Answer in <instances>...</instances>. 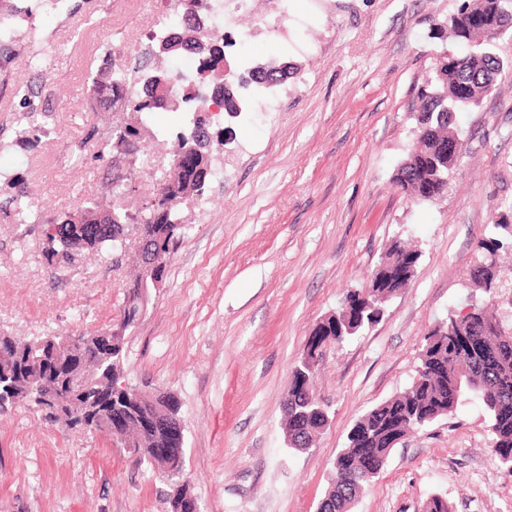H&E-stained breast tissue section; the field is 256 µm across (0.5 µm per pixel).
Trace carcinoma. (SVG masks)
<instances>
[{"instance_id":"carcinoma-1","label":"carcinoma","mask_w":512,"mask_h":512,"mask_svg":"<svg viewBox=\"0 0 512 512\" xmlns=\"http://www.w3.org/2000/svg\"><path fill=\"white\" fill-rule=\"evenodd\" d=\"M512 0H479L486 13L502 27L512 26V11L507 4ZM444 33L469 45L461 55H450L438 62L437 79L422 87L413 109L415 133L419 146L410 151L398 168L395 183L406 195L417 201L432 202L440 197L436 186L448 183L452 167L443 157L448 141L459 137L454 124L455 113L477 106L492 91L498 77L512 64L505 65L492 50L493 40L486 35V27L471 23L468 3H463L457 13L448 18ZM150 46L134 64L124 68L103 67L92 77L87 91L86 107L91 110L107 108L117 102L133 112L134 122L112 128L108 142L117 153L134 155L137 152L140 129L157 122L161 112H179L182 124L175 133L179 160L173 174L156 179L151 199L139 224L140 238L149 239L150 251L161 255L162 262L146 265L137 259L138 270L130 281L126 294L123 317L109 329V340L94 335L71 337V359L75 367L92 375L96 386L105 387L110 376L124 372L125 335L137 320L136 299L143 280L164 281L166 268L176 244L189 229L183 217L182 206L202 200L208 182L217 176L214 165V144H223L224 132L213 139V122L209 107L215 103L220 111L240 115L247 108L245 91L251 87L270 88L285 81L278 73L260 75L250 66L237 75V79L224 85V25L214 19L209 0H182L167 30L149 36ZM15 35L9 31L0 37V70L17 54ZM183 52L197 58L192 73L173 72L163 66L162 58L178 56ZM38 82L19 89L20 107L24 109L16 118L19 137L0 139V151L20 144L30 137L33 114L37 112L35 99L40 97ZM133 169L121 172L112 169V186L115 203L103 209L89 199L81 202L80 220L65 213L57 217L51 232L47 233L44 258L47 263L67 268L85 251L117 252L121 247L126 227L132 220L124 209L121 198L132 188ZM0 216L19 224H26L34 216L18 204V198L0 200ZM503 243L496 238L480 242L482 259L493 258L494 266L501 268L499 250ZM419 253L411 248H401L394 243L384 258L382 267L375 271L368 288L369 299L387 298L404 288L412 274L411 264L417 262ZM343 318L339 310L327 318L324 337L341 343L346 337L336 330V322ZM500 322L487 306L472 325V336L484 349V355L474 360L472 370L476 381L471 397L479 400L487 415L489 428L494 435L493 452L498 461L512 469V334L499 331ZM448 326H435L426 336L424 354H441L446 369L432 377L426 369V359H421L417 376L412 385L400 395L378 404L356 420L348 434V445L335 458L323 500L324 506L334 512H351L356 499L375 476L361 473L358 448L366 438L383 457L392 450L393 423L401 417L406 431L421 428L453 412L458 404L448 400L453 390L459 360L453 337L443 334ZM16 336L0 333V365L9 359L13 371L5 375L0 371V409L17 403L41 410L45 400L34 389L25 385L27 374L37 369L30 358L29 346L18 349L12 346ZM314 372L299 363L291 371L284 398L285 430L289 444L294 448H310L321 433L323 417L320 403L312 393ZM146 398L156 403V414L176 423L181 420L180 405L168 392L148 394ZM112 409L123 419L117 430L116 441L126 448L139 452L137 460L156 466L172 483L181 476L173 470L184 465V450L179 442L170 441L164 430L148 429L142 415L145 411L131 405L123 394L112 396ZM196 498L187 486H182L170 500L171 512H194Z\"/></svg>"}]
</instances>
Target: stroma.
<instances>
[{"instance_id":"35a3bbf8","label":"stroma","mask_w":512,"mask_h":512,"mask_svg":"<svg viewBox=\"0 0 512 512\" xmlns=\"http://www.w3.org/2000/svg\"><path fill=\"white\" fill-rule=\"evenodd\" d=\"M463 0H247L224 26L231 69L287 62L292 75L252 97L248 112L218 114L219 176L170 259L163 287L126 334L130 386L179 401L183 478L200 512H317L329 467L357 418L408 388L431 329L484 292L471 279L482 240L512 213V71L479 107L458 113L460 166L435 202H416L393 177L415 140L412 101L457 43L437 37ZM19 55L0 72V139H15V92L34 75L27 58L47 47L37 139L0 152L20 176L36 222L0 218V331L79 335L112 326L133 274L138 226L119 257H43L44 230L82 199L109 205L112 171L97 160L122 108H84L88 71L132 64L157 30L162 0H19ZM181 114L142 130L138 159L169 164ZM420 253L406 288L356 338L328 344L312 389L328 424L307 450L288 447L283 400L315 324L349 290L369 286L392 241ZM482 404L470 400L411 431L351 512H421L434 495L452 512H512V469L492 452ZM172 487L106 433L72 430L25 405L0 411V512H169Z\"/></svg>"}]
</instances>
